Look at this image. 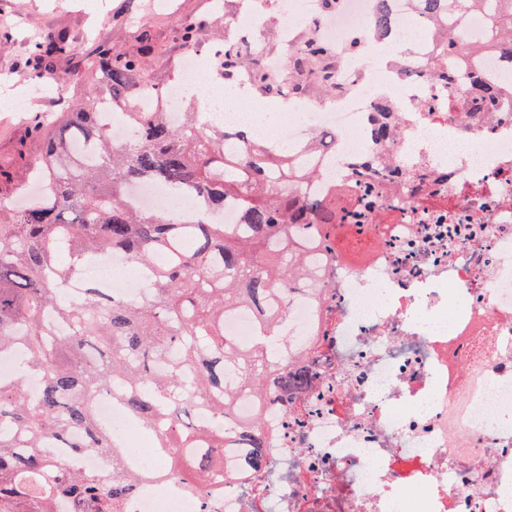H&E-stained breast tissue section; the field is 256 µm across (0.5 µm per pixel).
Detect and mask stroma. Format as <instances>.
Returning a JSON list of instances; mask_svg holds the SVG:
<instances>
[{
    "label": "stroma",
    "instance_id": "1",
    "mask_svg": "<svg viewBox=\"0 0 512 512\" xmlns=\"http://www.w3.org/2000/svg\"><path fill=\"white\" fill-rule=\"evenodd\" d=\"M215 0H0V22L11 38L0 46V168L14 181L26 178L41 147L28 136L34 115L66 111L69 100L51 95L29 99L23 110L15 100L34 83L25 67L30 44L50 30L69 33L72 50L60 60L57 72L73 89L84 90L85 64L94 45L110 42L124 51L134 50L141 32H149L155 46L151 58L153 79L167 83L173 70L191 51L176 40V31L188 18L213 22Z\"/></svg>",
    "mask_w": 512,
    "mask_h": 512
}]
</instances>
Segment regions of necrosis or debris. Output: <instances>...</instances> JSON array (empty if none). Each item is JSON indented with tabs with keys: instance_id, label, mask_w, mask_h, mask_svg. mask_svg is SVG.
I'll list each match as a JSON object with an SVG mask.
<instances>
[{
	"instance_id": "obj_1",
	"label": "necrosis or debris",
	"mask_w": 512,
	"mask_h": 512,
	"mask_svg": "<svg viewBox=\"0 0 512 512\" xmlns=\"http://www.w3.org/2000/svg\"><path fill=\"white\" fill-rule=\"evenodd\" d=\"M272 6L288 45L310 26L340 53L337 93L282 98L274 140L295 148L335 132L317 160H336V174L308 189L368 191L371 206L344 246L302 242L310 285L289 292L280 327L292 341L270 363L305 364L312 386L261 406L240 393L231 422L196 412L197 428L229 434L261 415L266 468L216 480L202 499L169 470L157 429L118 395L98 400L100 424L140 476L124 512H512V61L495 50L463 61L497 90L490 117L456 79H432L440 47L410 0H391L399 61L375 72L345 53L372 29L375 0H341L330 15L320 0ZM381 86L404 114L388 148L371 135ZM128 198L191 218L154 184L132 185ZM88 280L142 301L151 273L111 253L71 281L70 294Z\"/></svg>"
}]
</instances>
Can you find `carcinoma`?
<instances>
[{
  "mask_svg": "<svg viewBox=\"0 0 512 512\" xmlns=\"http://www.w3.org/2000/svg\"><path fill=\"white\" fill-rule=\"evenodd\" d=\"M427 17L448 23L457 13L478 9L489 20L491 36L512 55V0H415ZM379 37L390 28L389 7L380 0L375 17ZM179 39L199 43V25L183 22ZM443 56L478 53L463 36L442 28ZM60 33L33 42L29 60L36 77L70 51ZM224 77L245 68L257 74L251 89L282 97L318 75L332 93L338 91L329 70L336 48L314 37L293 54L288 81L273 83L265 66L239 44L217 45ZM154 47L140 36L134 52L107 43L93 48L86 63L89 90L68 112L32 118L30 135L43 152L34 178L48 191L21 207L0 199V360H14L12 379L0 381V512H123L138 483L119 452L112 453V475L85 473L43 451L57 439L63 448L106 449L108 432L93 415L95 401L114 387H125L124 399L134 417L151 424L166 421L172 439L171 467L194 490L211 485L215 471L242 476L265 466L268 448L260 417L245 421L239 437L247 448L224 465V434L201 432L190 423L203 403L225 418L235 411L236 393L224 388V369H237L240 389L258 404L275 390L288 393L311 381L305 370L271 369L267 348L283 345L280 313L269 305L307 277L301 238L318 234L324 246L348 230L347 219L359 211L354 193L316 197L304 184L320 175L317 150L308 142L296 154L240 129L231 134L206 112H183L178 124L169 113H127L129 136L119 144L112 128L98 123L101 100L129 105L156 83L146 74ZM463 86L481 100L488 89L472 71ZM374 139L388 146L401 132V119L382 91ZM75 140L95 147L86 163L70 145ZM150 182L177 198H189L196 221L182 224L168 213L133 208L126 188ZM233 200L241 223L218 224L212 216ZM120 251L136 266L151 270L150 296L131 302L90 284L82 295H67L66 285L82 274L96 255ZM248 307L261 315L253 341L240 346L224 336V314ZM63 325L55 336L50 321ZM41 379V397L32 402L28 385Z\"/></svg>",
  "mask_w": 512,
  "mask_h": 512,
  "instance_id": "carcinoma-1",
  "label": "carcinoma"
}]
</instances>
